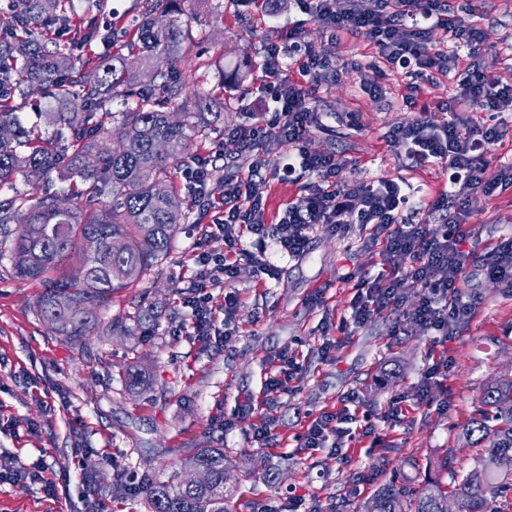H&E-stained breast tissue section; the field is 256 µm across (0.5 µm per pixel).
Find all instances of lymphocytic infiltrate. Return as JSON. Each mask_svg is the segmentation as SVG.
<instances>
[{"label":"lymphocytic infiltrate","mask_w":512,"mask_h":512,"mask_svg":"<svg viewBox=\"0 0 512 512\" xmlns=\"http://www.w3.org/2000/svg\"><path fill=\"white\" fill-rule=\"evenodd\" d=\"M296 5L330 39L337 41L345 34L364 37L380 62L410 78V92L404 98L410 116L389 131L387 139L416 164L440 165L448 173V187L433 199L415 202L391 180L335 183L339 160L310 151L307 135L323 124L317 93L334 78L336 69L320 47L304 39L301 25L296 24L289 27L283 42L261 48L263 89L270 101L267 117L231 129L230 135L246 148L271 141L288 145L285 175H307L311 182L306 195L289 203L279 222L271 224L265 219L261 196L252 190L262 166L251 164L246 178L224 184L217 220L224 240L238 248L244 230L256 250L271 241L282 255L296 259L306 253L314 225L333 224L340 229L371 225L373 236L383 238L385 244L382 271L362 279L343 327L360 328L371 313L393 306L402 308L405 322L447 341L471 321L477 304L462 276L468 258L461 231L468 215L466 204L475 192L490 195L512 185V162L500 163L493 171L487 160L491 145L507 132L501 116L512 112V80L486 74L487 33L463 20L465 5H453L451 0H296ZM437 29L444 34L438 43L431 39ZM287 65L295 68L296 77L284 76ZM445 75L451 76L454 89L446 105L448 118L438 123L419 105L417 92L423 83ZM474 112L486 113V120H471ZM425 213L439 214L440 225L422 221ZM201 263V283L189 307L193 328L202 336L212 325L208 290L232 277L237 265L226 253L211 254ZM411 293L418 302L403 309Z\"/></svg>","instance_id":"f902f5d3"}]
</instances>
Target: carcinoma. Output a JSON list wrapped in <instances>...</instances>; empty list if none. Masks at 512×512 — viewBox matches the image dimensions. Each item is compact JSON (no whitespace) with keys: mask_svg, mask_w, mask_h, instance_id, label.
<instances>
[{"mask_svg":"<svg viewBox=\"0 0 512 512\" xmlns=\"http://www.w3.org/2000/svg\"><path fill=\"white\" fill-rule=\"evenodd\" d=\"M136 39L127 53L77 57L80 45L42 40L47 27L78 26L87 41L107 44L111 34L100 30L92 10L78 12L73 0H21L0 19V247L9 243L14 273L40 278L45 290L37 313L55 333L80 341L100 330V311L112 293L138 285L168 254L180 220L187 218L185 200L172 185L173 173L198 138L224 126V101L204 91L193 107L181 102L190 80L168 68V61L193 42L183 28L181 4L186 0H146ZM168 16L162 26L151 19L157 9ZM38 90L49 99L44 113L48 130L23 122L12 104ZM163 98L181 110V118L157 108ZM120 100L121 112L107 104ZM64 170L71 195L92 199L112 185V205L103 213H84L62 206L61 195L43 188L26 199L14 191L18 173L42 179ZM97 249H86L89 239ZM81 255L79 267L67 261ZM156 311L143 304L133 326L113 320L106 332L148 335ZM131 392L148 387L146 375L131 367L124 377ZM462 434L478 448L464 473L452 468L444 454L433 461L437 476L410 490L387 484L363 512H448L452 497L459 512H512V374H503L483 390L481 406ZM496 459L488 470L484 460ZM192 460L209 471L210 481L188 487L175 473L166 481L144 479L152 512H231L232 491L224 472L232 462L222 448H198ZM451 475V482L442 475Z\"/></svg>","mask_w":512,"mask_h":512,"instance_id":"1","label":"carcinoma"}]
</instances>
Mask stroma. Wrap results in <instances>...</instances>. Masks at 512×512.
Masks as SVG:
<instances>
[{
  "label": "stroma",
  "instance_id": "stroma-1",
  "mask_svg": "<svg viewBox=\"0 0 512 512\" xmlns=\"http://www.w3.org/2000/svg\"><path fill=\"white\" fill-rule=\"evenodd\" d=\"M137 6V0H104L97 17L112 28L113 41L92 43L87 58L122 50L136 31ZM473 6V20L489 30L486 62L493 74L508 76L512 0H473ZM191 9L194 43L172 67L193 72L201 89L236 99V111L224 119L225 134L194 150L208 158L220 153L230 162L213 173L206 196L181 182L189 216L167 257L139 287L114 293L101 313L107 323L134 313L140 300L155 303L162 313L152 335L96 334L79 343L57 336L36 311L43 282L16 278L9 259H0V473H18L0 476V512H87L93 501L106 512H151L143 476L165 481L185 472L198 448L224 449L236 461L234 512H286L296 500L299 512H330L339 500L346 512H362L384 484L420 485L442 450L452 452L455 470L465 471L475 450L461 429L483 388L512 373V288L481 273L490 249L512 233V186L491 196L475 193L467 203L466 276L478 304L473 320L445 345L419 327H398L399 313L391 309L372 314L351 334L337 331L356 293L347 273L380 270L381 248L368 246L370 231L359 224L343 231L316 225L299 259L282 256L271 244L238 261L237 275L209 290L213 335H194L186 302L196 293L198 255L225 249L213 224L225 179L246 176L253 157H260L267 180L256 192L272 219L308 184L280 176L288 147L272 144L254 154L227 134L254 124L265 109L261 47L281 40L289 24L302 21L306 39L336 61L337 76L319 93L326 126L311 129L309 148L340 156L337 182L392 180L416 199L434 197L448 175L389 146L388 132L410 116L403 103L408 80L385 65L351 69L352 60L371 55L368 41L327 40L316 23L302 20L294 0L267 13L250 0H195ZM239 65L248 72L243 88L222 86L221 70ZM374 85L381 95L371 93ZM348 112L360 113L361 130L347 127ZM268 262L281 267L280 279L263 274ZM229 292L238 306L228 320ZM286 355L297 370L284 379ZM438 359L447 370L433 379V401L425 404L423 375ZM132 365L146 372L143 393L125 388ZM273 377L281 385H270ZM393 403L402 409L396 418L389 413ZM348 405L357 410L349 425L352 441L338 450L305 447L314 418ZM261 427L267 430L263 439L256 436ZM84 448L93 452L87 463ZM410 455L417 468L405 466ZM37 466L40 476L21 477V470Z\"/></svg>",
  "mask_w": 512,
  "mask_h": 512
}]
</instances>
